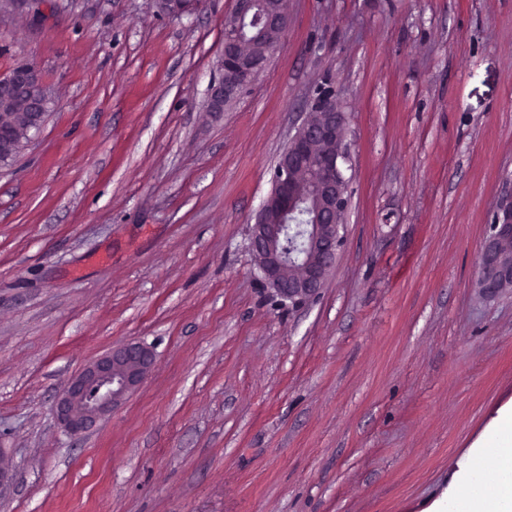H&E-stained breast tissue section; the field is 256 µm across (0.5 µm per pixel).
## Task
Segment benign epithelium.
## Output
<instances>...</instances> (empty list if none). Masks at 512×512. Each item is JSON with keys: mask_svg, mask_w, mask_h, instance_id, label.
Wrapping results in <instances>:
<instances>
[{"mask_svg": "<svg viewBox=\"0 0 512 512\" xmlns=\"http://www.w3.org/2000/svg\"><path fill=\"white\" fill-rule=\"evenodd\" d=\"M167 15L196 9L197 0H158ZM288 0H233L224 24L250 25L252 35L224 41L222 78L207 95L210 112H222L251 87L288 29ZM45 86L39 68L26 62L0 75V100L22 101L26 125L38 134L45 123ZM347 117L340 106L316 100L289 139L275 167L272 189L251 225V250L260 281L280 301L302 304L316 296L336 262L340 230L349 207L344 164ZM16 146L14 123L0 113V160ZM493 234L481 253L477 288L489 299L512 288V191L502 197ZM152 349L131 342L89 362L59 394L55 416L68 434L86 433L133 395L149 375Z\"/></svg>", "mask_w": 512, "mask_h": 512, "instance_id": "obj_1", "label": "benign epithelium"}]
</instances>
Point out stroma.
Instances as JSON below:
<instances>
[{"label": "stroma", "instance_id": "stroma-1", "mask_svg": "<svg viewBox=\"0 0 512 512\" xmlns=\"http://www.w3.org/2000/svg\"><path fill=\"white\" fill-rule=\"evenodd\" d=\"M232 0L0 6V74L54 99L0 167V512H432L512 408V288L479 257L512 186V0H288L231 107ZM347 116L336 265L280 303L248 249L318 88ZM148 379L80 436L54 406L112 346Z\"/></svg>", "mask_w": 512, "mask_h": 512}]
</instances>
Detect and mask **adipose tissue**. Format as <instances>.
I'll return each instance as SVG.
<instances>
[{
    "instance_id": "ef3b65f1",
    "label": "adipose tissue",
    "mask_w": 512,
    "mask_h": 512,
    "mask_svg": "<svg viewBox=\"0 0 512 512\" xmlns=\"http://www.w3.org/2000/svg\"><path fill=\"white\" fill-rule=\"evenodd\" d=\"M455 478L465 491L448 498L447 512H495L512 502V411L499 415Z\"/></svg>"
}]
</instances>
